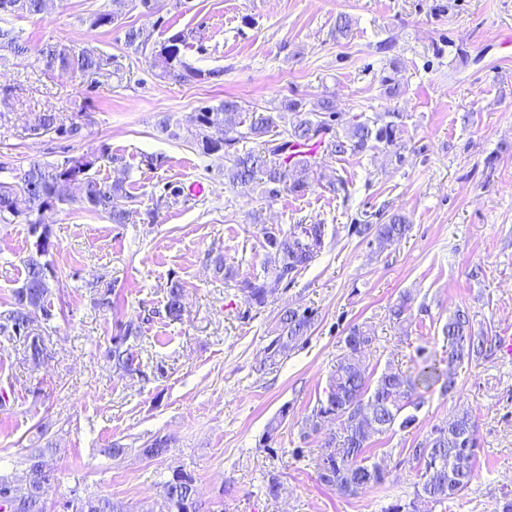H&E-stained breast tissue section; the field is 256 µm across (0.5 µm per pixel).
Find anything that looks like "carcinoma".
<instances>
[{"mask_svg": "<svg viewBox=\"0 0 512 512\" xmlns=\"http://www.w3.org/2000/svg\"><path fill=\"white\" fill-rule=\"evenodd\" d=\"M45 0H0V16L40 15ZM118 10H97L85 19L91 28L121 27ZM148 37L140 28L125 26L124 43L136 54L143 53ZM185 36L179 32L155 44L150 54L155 76L179 83H192L216 76L190 64L184 54ZM30 52L28 41L12 27L0 26V59L18 57ZM48 68L104 76L122 83L125 66L116 57L95 48H77L61 43H47L37 50ZM18 99L10 87L0 88V127L11 122ZM84 113L68 116L62 112H32L26 130L33 136L53 134L58 138H82ZM336 121L333 101L320 100L318 109H306L301 100L285 98L272 111L253 107L245 109L236 100L227 99L218 105H205L189 116L186 127L202 153L223 152L229 155L224 176L238 188L249 187L262 178L271 198L283 192L303 194L316 174L317 155H358L369 149L383 147L402 158L400 149L401 122L397 112H386L372 120L356 121L343 133H332ZM253 139L260 141L258 151L241 152L235 145ZM117 161L105 143L79 155H66L52 162H32L22 176L12 172L11 180H0V224H13L19 218L29 226V232H41L45 242L37 245L25 261L26 276L17 288L13 302L0 311V343H21L30 359L40 363L48 355L42 336L35 332L38 322L49 323L55 318L50 278L52 268L41 261L51 246L50 231L41 216L60 208L69 200L58 197V183L66 178L81 182V199L87 209L107 215L113 224H125L130 212L125 206L128 195L122 181H107L96 175L101 163ZM410 230L406 218L393 214L382 224H359L356 232L373 237L382 250L401 240ZM325 237L323 224H294L288 230L265 229V244L278 257L273 271L240 282V291L248 307L259 310L267 304L269 294L278 284L306 268L320 253ZM183 288L179 281H170L167 288L165 316L178 321L183 315ZM314 310L308 307L284 309L276 320L267 345L266 362L272 366L288 356V352L305 343L314 325ZM448 340V363H462L489 358L497 352V336L489 330L475 329L469 311L456 310L442 326ZM141 327L133 321L120 328L102 354L112 370L122 374L141 373L137 341ZM376 336L369 329L353 325L343 339L342 353L324 396L316 400L306 419L303 437L321 429L322 418L336 423V433L322 445L317 469L318 481L332 487L343 497H354L365 488L380 487L387 475L376 465L367 464L366 452L374 435H383L395 427L406 428L415 416L404 414L408 407L418 408L424 394L437 386L441 394L455 389L452 376L443 373L424 356L416 374L386 370L372 379L366 365L368 350ZM480 442L478 424L472 411L457 409L445 426L431 429L425 440L411 449L416 460L420 481L415 483L414 498L392 501L384 512H417L416 502L424 500L443 504L458 498L468 489L475 472ZM46 449L38 448L28 455L30 491L10 508L0 505V512H47V492L52 475L46 470ZM164 493L170 512H200L199 492L195 477L176 467L164 482ZM62 512H124L122 503L109 497H74L61 503Z\"/></svg>", "mask_w": 512, "mask_h": 512, "instance_id": "1", "label": "carcinoma"}]
</instances>
